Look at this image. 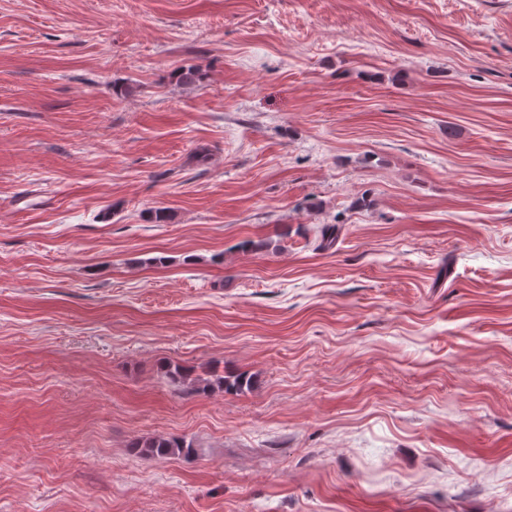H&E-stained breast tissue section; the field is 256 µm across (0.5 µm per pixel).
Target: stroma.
<instances>
[{
    "instance_id": "stroma-1",
    "label": "stroma",
    "mask_w": 512,
    "mask_h": 512,
    "mask_svg": "<svg viewBox=\"0 0 512 512\" xmlns=\"http://www.w3.org/2000/svg\"><path fill=\"white\" fill-rule=\"evenodd\" d=\"M0 512H512V0H0ZM251 379L244 374H237L234 376L224 377L222 375L216 376L213 382H206L203 385L196 384L192 390L196 392L206 393L212 391L217 387L222 391H234L235 393H243L244 388H250ZM134 448H146L147 452L152 455L165 456L170 453L184 452L186 448H189L184 441H180L174 438L165 437H153L145 440L136 441L133 444Z\"/></svg>"
}]
</instances>
